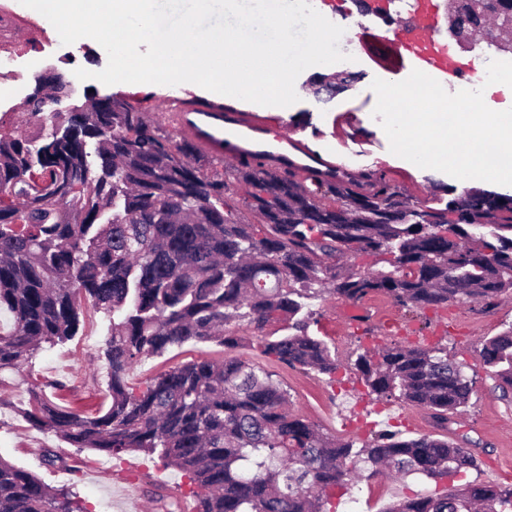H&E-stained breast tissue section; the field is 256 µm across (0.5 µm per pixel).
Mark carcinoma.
Returning a JSON list of instances; mask_svg holds the SVG:
<instances>
[{
	"label": "carcinoma",
	"mask_w": 512,
	"mask_h": 512,
	"mask_svg": "<svg viewBox=\"0 0 512 512\" xmlns=\"http://www.w3.org/2000/svg\"><path fill=\"white\" fill-rule=\"evenodd\" d=\"M502 6L511 10L504 19L466 16L465 33L512 34V0ZM352 83L349 73L310 78L329 99ZM24 105L51 129L33 138L0 120V311L12 321L0 331V371L73 339L86 308L110 322L108 407L81 415L35 386L23 410L31 426L112 458L158 459L195 486L197 512H331L336 492L363 478L441 479L450 468L464 477L473 468L475 455L446 438L325 435L288 408L272 373L237 358L177 364L138 392L127 371L190 341L235 349L246 325L265 356L332 376L336 351L310 333L311 301L326 294H381L409 310L493 303L512 293V195L472 186L413 205L380 178L359 192L242 163L235 176L249 221L223 175L205 171L188 142L160 134L130 99L106 95L79 112H49L35 94ZM478 227L488 233L474 234ZM358 253L388 269L359 273L343 263ZM480 357L511 391L512 325L485 339ZM354 366L375 400L423 407L443 431L471 404L467 365L445 347L385 345ZM0 512L87 510L0 457ZM385 512H512V488L459 482Z\"/></svg>",
	"instance_id": "cac0c4a2"
}]
</instances>
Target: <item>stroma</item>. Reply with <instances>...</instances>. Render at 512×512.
Segmentation results:
<instances>
[{"label":"stroma","mask_w":512,"mask_h":512,"mask_svg":"<svg viewBox=\"0 0 512 512\" xmlns=\"http://www.w3.org/2000/svg\"><path fill=\"white\" fill-rule=\"evenodd\" d=\"M312 4L329 21L342 24L351 37L364 25L386 35L393 29L382 15L361 13L358 0H312ZM18 47L16 75L0 85V119L28 136L39 132L40 127L19 112L18 106L32 91L39 75L52 72L70 76L79 68L91 71V79L75 83L76 93L70 100L74 106L82 104L85 90L91 89L102 95L136 96L142 109L150 113L168 92L167 86L157 84L150 91L134 94L128 85H105L94 80V73L106 67L108 57L101 45L90 38L66 46L34 28ZM348 53L349 60L332 64L331 69L355 75L349 90L331 100H320L309 91L312 72L307 69L295 82L298 102L284 112L272 106L262 107V115L366 173L384 177L411 200L441 196L446 189L457 186V179L438 170L417 167L391 153L388 138L373 116L377 96L371 84L377 78L394 82L398 76L372 62L361 45L349 48ZM312 309L317 322L310 331L335 344L342 363L339 375L343 392H336L327 376L262 356L249 327L243 328L245 342L237 349L229 351L209 341L190 342L134 365L127 380L131 386L141 387L175 364L201 359L218 363L233 356L274 373L290 395L292 410L337 438H365L374 430L397 431L408 438L438 435L426 410L399 400L383 404L368 396L353 367L357 354L364 349L394 342V335L382 325L391 316L407 324L419 343L447 347L450 356L466 363L468 375L474 378V392L467 410L449 424L448 438L454 441L467 433L480 441L474 450L477 463L468 472V480L499 487L512 485V396L502 397L479 355L482 339L512 326V298L505 297L491 305L454 303L412 312L383 295H370L360 301L328 295L314 301ZM108 326L103 314L86 313L73 340L44 348L29 368L0 373V457L37 475L51 488L74 491L88 512H158L149 496L151 490H189L176 469L152 462L140 452L110 458L77 450L50 430L32 428L21 414L29 390L36 383L48 396H64L67 404L79 412H91L106 404L108 384L102 348ZM343 329L349 331L350 339L336 344L335 338ZM49 450L58 454V461L48 462L45 453ZM439 487V481L419 474L404 479L384 476L363 480L337 499L336 512H384L407 495H429Z\"/></svg>","instance_id":"stroma-1"}]
</instances>
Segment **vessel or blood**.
Segmentation results:
<instances>
[{
    "label": "vessel or blood",
    "mask_w": 512,
    "mask_h": 512,
    "mask_svg": "<svg viewBox=\"0 0 512 512\" xmlns=\"http://www.w3.org/2000/svg\"><path fill=\"white\" fill-rule=\"evenodd\" d=\"M439 22L430 0H417L398 25L395 37L362 27L359 38L380 45L393 56L399 69H418L443 87L457 86L465 66L440 39ZM156 113L180 138L193 143L198 154L221 161L257 159L262 164L291 169L302 175L317 173L323 179L357 181L359 170L337 162L291 136L286 127H272L266 117L232 105L223 99H199L175 92L158 102Z\"/></svg>",
    "instance_id": "b4317fda"
}]
</instances>
